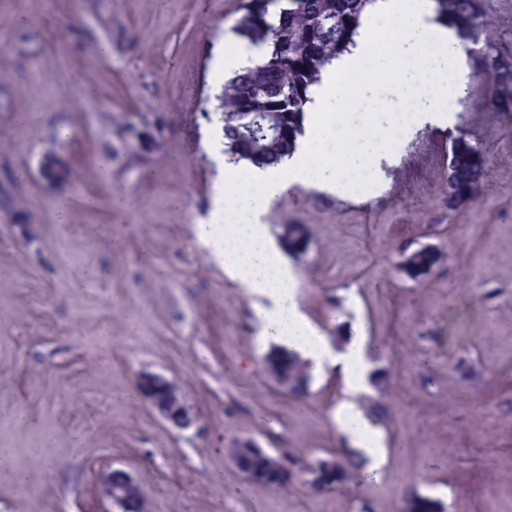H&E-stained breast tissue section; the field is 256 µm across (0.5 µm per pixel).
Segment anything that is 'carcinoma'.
I'll return each mask as SVG.
<instances>
[{"instance_id": "1", "label": "carcinoma", "mask_w": 512, "mask_h": 512, "mask_svg": "<svg viewBox=\"0 0 512 512\" xmlns=\"http://www.w3.org/2000/svg\"><path fill=\"white\" fill-rule=\"evenodd\" d=\"M375 0H241L232 32L262 48L252 65L224 79L222 92L224 154L233 163L246 162L261 168L292 156L303 134L306 105L311 88L322 72L355 46L360 21ZM464 20L465 0H435L436 21L444 24L448 13ZM0 205L18 209L12 171L0 169ZM268 375L288 373L293 383L285 393L302 398L308 393L311 365L297 354L273 349L266 356ZM361 408L382 424L389 419L381 399L363 397ZM288 468L267 469L255 455L248 467L261 474L260 483L281 488L307 476L310 463L283 454ZM333 467L321 486L327 490L359 481L364 461L354 452L332 456Z\"/></svg>"}]
</instances>
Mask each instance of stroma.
I'll use <instances>...</instances> for the list:
<instances>
[{
  "instance_id": "35a3bbf8",
  "label": "stroma",
  "mask_w": 512,
  "mask_h": 512,
  "mask_svg": "<svg viewBox=\"0 0 512 512\" xmlns=\"http://www.w3.org/2000/svg\"><path fill=\"white\" fill-rule=\"evenodd\" d=\"M238 0H0V168H23L22 210L0 207V512H107L103 473L138 481L149 512H398L414 494L438 512H512V148L501 115L482 111L495 82L470 79L452 129L421 127L399 154L370 161L379 195L365 203L288 188L268 224H308L288 252L298 304L328 336L363 329L378 348L391 416L381 480L314 494L247 482L225 450L251 439L302 457L338 451L331 372L307 396L283 393L245 288L208 262L193 236L217 167L222 86L214 66ZM449 17L465 44L485 22L512 31V0H469ZM26 16L29 28L17 30ZM108 42L112 56L93 45ZM31 122L16 121L19 113ZM70 138L59 143L57 123ZM165 127L137 141L128 126ZM63 151L74 189L50 185L42 155ZM66 209L70 221L58 223ZM438 263L413 279L400 249ZM96 268L86 280L88 268ZM500 292L458 340L449 325L486 288ZM344 299L336 309L332 297ZM157 374L178 385L192 419L165 423L139 394ZM35 422H17L18 412ZM53 440L61 462L36 454ZM26 471L16 484L12 468ZM489 484L493 498L474 497Z\"/></svg>"
}]
</instances>
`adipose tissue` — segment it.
Masks as SVG:
<instances>
[{
	"instance_id": "adipose-tissue-1",
	"label": "adipose tissue",
	"mask_w": 512,
	"mask_h": 512,
	"mask_svg": "<svg viewBox=\"0 0 512 512\" xmlns=\"http://www.w3.org/2000/svg\"><path fill=\"white\" fill-rule=\"evenodd\" d=\"M373 11L400 57L414 54L429 39L437 44V55L422 71L391 72L388 59L374 48L373 29L360 27L351 52L336 59L312 88L308 111L320 112L344 100L362 102V84L356 79L362 73L371 81L390 85L389 95L377 99L378 108L389 111L396 101L414 97L418 100L414 127H452L454 104L468 83L465 45L450 28L435 22L433 0H376ZM342 132L334 120L310 124L295 156L275 167L221 162L222 173L214 183L205 218L194 226V237L210 262L245 288L264 343L299 354L313 371L329 369L341 377L346 397L336 408L335 420L342 444L361 453L366 470L377 478L386 450L358 403L359 395L370 388L368 339L355 335L339 348L307 319L297 302V276L266 222L273 201L294 185L355 202L377 195L376 183L357 180L355 173L379 152L396 154L402 136L385 126L375 135L359 136L356 151L330 163L313 164L312 146L335 142Z\"/></svg>"
}]
</instances>
